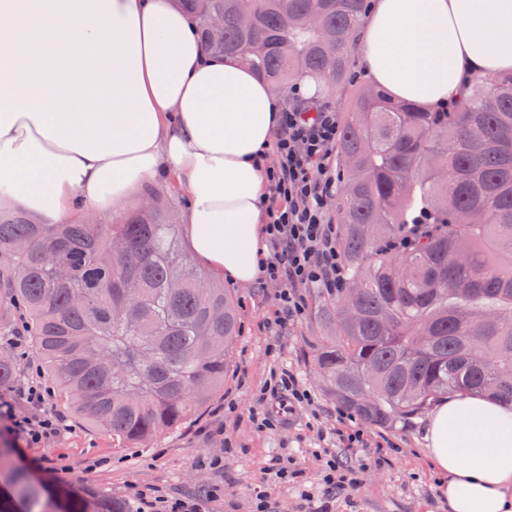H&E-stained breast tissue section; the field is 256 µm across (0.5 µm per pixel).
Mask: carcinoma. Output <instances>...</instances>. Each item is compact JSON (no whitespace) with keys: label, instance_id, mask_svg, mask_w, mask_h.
Masks as SVG:
<instances>
[{"label":"carcinoma","instance_id":"cac0c4a2","mask_svg":"<svg viewBox=\"0 0 512 512\" xmlns=\"http://www.w3.org/2000/svg\"><path fill=\"white\" fill-rule=\"evenodd\" d=\"M207 53L243 60L285 87L303 75L350 84L366 0H183ZM440 118L381 91L355 90L336 160L346 287L314 349L328 394L364 422L391 427L445 395L512 403V78L478 75ZM445 228L416 248L381 251L420 210ZM27 326L31 353L69 417L120 444L180 429L224 388L238 338L236 304L186 251L159 198L118 224H40L0 209V335ZM22 366L0 355V382ZM25 512H51L26 477ZM60 512H126L89 490Z\"/></svg>","mask_w":512,"mask_h":512}]
</instances>
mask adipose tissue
<instances>
[{
	"label": "adipose tissue",
	"mask_w": 512,
	"mask_h": 512,
	"mask_svg": "<svg viewBox=\"0 0 512 512\" xmlns=\"http://www.w3.org/2000/svg\"><path fill=\"white\" fill-rule=\"evenodd\" d=\"M354 54L391 98L436 107L465 75L512 76V0H374ZM280 105L207 54L180 0H0V207L40 223L119 210L164 176L196 260L251 283ZM424 439L448 512H512L511 405L441 399Z\"/></svg>",
	"instance_id": "1"
}]
</instances>
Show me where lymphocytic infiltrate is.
Returning a JSON list of instances; mask_svg holds the SVG:
<instances>
[{
    "instance_id": "lymphocytic-infiltrate-1",
    "label": "lymphocytic infiltrate",
    "mask_w": 512,
    "mask_h": 512,
    "mask_svg": "<svg viewBox=\"0 0 512 512\" xmlns=\"http://www.w3.org/2000/svg\"><path fill=\"white\" fill-rule=\"evenodd\" d=\"M336 110L327 104L307 102L293 93L291 103L280 109L272 150L276 165L267 167L271 203L265 226L269 252L262 258L263 281L279 285V301L285 320L302 317L306 311L303 289L319 288L333 293L346 285L345 265L338 249L339 227L328 201L338 179L332 157L340 137ZM27 413H18L15 400H0V436L10 443L21 467L36 477L57 474L52 459L32 458L28 448L59 438L69 426L49 411V386L26 379L15 390ZM322 487L325 493L356 490L361 469L339 461L335 452L323 449Z\"/></svg>"
}]
</instances>
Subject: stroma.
<instances>
[{
	"label": "stroma",
	"instance_id": "35a3bbf8",
	"mask_svg": "<svg viewBox=\"0 0 512 512\" xmlns=\"http://www.w3.org/2000/svg\"><path fill=\"white\" fill-rule=\"evenodd\" d=\"M239 315L240 333L230 353L224 387L177 432L142 448L113 444L111 436L72 423L49 448L32 449L35 457L48 456L68 465L58 484L40 482L44 494L59 489L100 490L125 503L128 512H138L137 493H163L196 498L202 512H250V494L263 487L273 512H319L330 502V512H447L438 499L436 480L426 461L422 416L389 428L365 426L372 441L368 448H346L339 442L338 404L322 386L313 365L312 347L318 337L334 332L320 318L323 300L319 289H306L307 311L303 318L282 330L272 327L278 308L277 290L269 284L240 285L225 282ZM293 371L310 389L314 403L291 413H279L275 430L260 432L254 424L258 407L277 411L276 400L259 404L272 372ZM222 426L223 435L212 434ZM390 447H383V440ZM234 453L225 454V443ZM329 448L343 461L363 466V484L358 491L340 492L325 499L320 485L321 463L316 449ZM98 455L112 466L85 472L86 457ZM220 456V469L201 467L203 458ZM294 458L297 473L288 481L275 472L282 459ZM224 492L208 497L209 487ZM310 500H303V493Z\"/></svg>",
	"mask_w": 512,
	"mask_h": 512
}]
</instances>
